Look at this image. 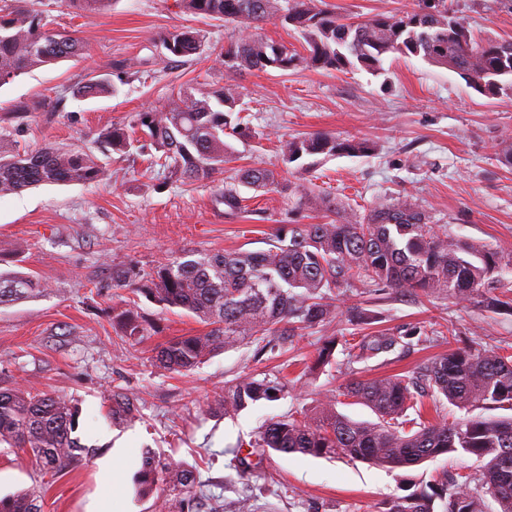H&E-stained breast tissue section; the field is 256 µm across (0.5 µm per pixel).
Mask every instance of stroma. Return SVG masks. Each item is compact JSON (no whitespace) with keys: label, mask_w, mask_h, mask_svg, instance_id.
Wrapping results in <instances>:
<instances>
[{"label":"stroma","mask_w":512,"mask_h":512,"mask_svg":"<svg viewBox=\"0 0 512 512\" xmlns=\"http://www.w3.org/2000/svg\"><path fill=\"white\" fill-rule=\"evenodd\" d=\"M53 27L79 37L83 58L32 69L0 87V149L33 152L57 143L95 154L111 172L91 184L44 185L0 197V274L28 276L36 286L0 303V387L65 396L79 409L75 435L86 451L56 475L41 473L17 448L0 447V495L40 489L44 512H159L166 491L140 494L135 476L146 451L193 468L224 512L250 499L254 512H386L389 503L447 470L477 473L475 458L440 456L386 469L347 458L270 452L247 475L234 452H249L270 420L312 412L351 378L410 375L428 359L467 346L512 345V315L444 295L399 296L370 288L350 294L367 321L345 314L307 330L287 353L256 355L252 344L221 350L184 373L156 368L152 356L168 340L206 332L186 311L165 309L112 285L115 265L148 271L174 255L268 249L281 224L320 222L297 208V190L312 185L366 212L378 198L410 193L436 229L512 253V90L484 95L450 68L391 55L385 72L344 70L242 71L230 75L221 54L233 25L183 12L177 0H110L96 14L63 0H33ZM476 38H512V0H453ZM178 29L201 32L203 55L176 58L161 43ZM114 92L81 99L85 79ZM236 85L246 138L229 137L236 166L273 170L269 191L241 188L244 211L228 214L223 178L163 183L152 148L108 152L101 129L129 123L168 100L179 86L210 90ZM328 132L369 141L361 155L302 156L284 164L281 137ZM137 307L150 328L123 339L113 313ZM421 328V342L347 363V345L378 331ZM341 336L330 363H315L330 337ZM286 382L274 401L233 416L216 405L242 375ZM129 397L135 421L115 423L112 396Z\"/></svg>","instance_id":"1"}]
</instances>
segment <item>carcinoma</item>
Returning <instances> with one entry per match:
<instances>
[{
    "mask_svg": "<svg viewBox=\"0 0 512 512\" xmlns=\"http://www.w3.org/2000/svg\"><path fill=\"white\" fill-rule=\"evenodd\" d=\"M30 0H0V87L27 70L84 54L78 38L48 28ZM68 6L97 13L109 0H64ZM185 11L235 24L238 37L224 48V67L234 71L296 69L340 70L357 62L373 74L385 71L392 54L416 57L448 67L481 94L503 89L512 77V38L477 40L447 0H418L399 15H376L354 21L326 0H178ZM269 22L292 26L306 38L304 52L262 38L256 30ZM162 45L174 57L200 55L204 43L194 30L167 33ZM112 92L101 81L87 79L76 96L95 98ZM236 87L202 92L185 86L170 103L135 115L133 125L162 153L163 180L209 181L233 160L224 136L242 134L247 125L235 113ZM99 137L112 152L124 155L135 139L114 124ZM363 142L317 132L281 141L283 161L304 155L365 153ZM108 169L98 157L79 149L46 145L35 152L0 151V195L18 194L44 184L97 183ZM277 183L264 168H238L224 183L222 201L231 212L243 208L239 187L259 190ZM298 207L323 213L317 224H282L270 248L259 252L207 253L198 259L175 256L150 272L131 267L112 273L113 283L169 308L184 309L210 330L171 339L155 352V365L169 372L189 371L221 349L245 341L257 351L283 346L291 336L336 318V302L356 285L393 294L446 293L461 303L511 310L512 301L486 296L491 284L512 273V254L488 245L438 233L430 217L405 193L382 198L364 214L350 213L326 194L303 191ZM30 281L3 280L0 302L23 294ZM121 336L144 335L141 315L129 308L117 315ZM421 333L417 327L399 335L365 336L353 357L368 360L393 349L401 339ZM464 412L434 422L422 418L424 389ZM281 381L243 376L224 390L217 405L235 415L249 404L276 397ZM341 395L370 408L377 421H359L336 410L328 399L311 418L283 417L267 423L254 448L314 457H349L382 468H408L449 454L483 461L475 475L437 484L448 494L444 512H512V417L485 419L472 409L512 410V355L502 348H457L421 365L410 377L351 379ZM78 409L64 396L33 394L16 387L0 389V445L28 453L42 469L65 470L76 452L72 437ZM138 491L172 486L178 492L176 512H197V475L148 452L136 478ZM0 512H43L33 491L0 497ZM388 512H434L433 495L421 490L392 502Z\"/></svg>",
    "mask_w": 512,
    "mask_h": 512,
    "instance_id": "1",
    "label": "carcinoma"
}]
</instances>
